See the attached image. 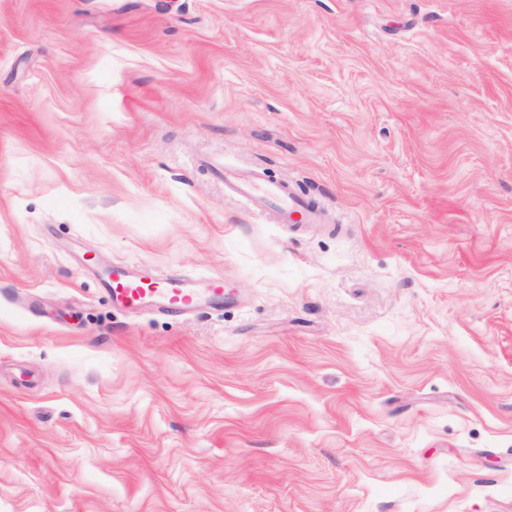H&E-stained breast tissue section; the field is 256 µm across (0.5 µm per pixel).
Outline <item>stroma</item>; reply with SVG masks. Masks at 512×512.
<instances>
[{
	"instance_id": "35a3bbf8",
	"label": "stroma",
	"mask_w": 512,
	"mask_h": 512,
	"mask_svg": "<svg viewBox=\"0 0 512 512\" xmlns=\"http://www.w3.org/2000/svg\"><path fill=\"white\" fill-rule=\"evenodd\" d=\"M0 512H512V0H0ZM224 186L245 198L257 211L272 213L277 219H293L298 224H315L319 215L311 203L295 193L285 182L263 183L252 178L237 177L225 170ZM104 288L112 291V301L127 307L138 308L158 303L167 312L180 314L205 301L213 306H224V288H194L187 281H159L154 274L140 271L130 274L125 269H112V279L104 282Z\"/></svg>"
}]
</instances>
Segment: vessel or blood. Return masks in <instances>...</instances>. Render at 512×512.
<instances>
[{
    "label": "vessel or blood",
    "instance_id": "vessel-or-blood-1",
    "mask_svg": "<svg viewBox=\"0 0 512 512\" xmlns=\"http://www.w3.org/2000/svg\"><path fill=\"white\" fill-rule=\"evenodd\" d=\"M224 185L231 193L245 198L255 210L270 212L277 219L301 224L316 223L319 215L311 203L295 193L285 182L264 183L252 178L225 174ZM113 301L127 308L157 303L169 312H185L200 302L214 306L224 303V290L216 285L197 288L185 281H159L153 274H136L117 268L106 283Z\"/></svg>",
    "mask_w": 512,
    "mask_h": 512
}]
</instances>
